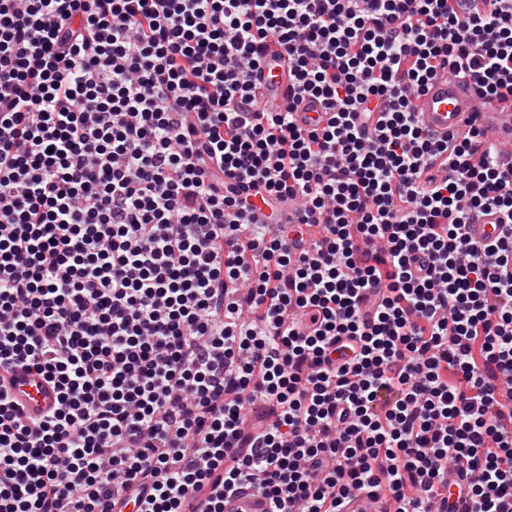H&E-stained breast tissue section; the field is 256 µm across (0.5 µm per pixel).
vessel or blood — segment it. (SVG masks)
<instances>
[{"label": "vessel or blood", "mask_w": 512, "mask_h": 512, "mask_svg": "<svg viewBox=\"0 0 512 512\" xmlns=\"http://www.w3.org/2000/svg\"><path fill=\"white\" fill-rule=\"evenodd\" d=\"M262 102L267 106H283L288 102V65L277 44H269L264 58ZM475 99L469 89L451 77L434 79L417 102V115L431 131L448 134L455 132L461 119L474 111ZM479 121L497 140L512 142V109L502 112L496 105H488L479 113ZM12 395L27 413L45 411L56 402L54 387L41 377L22 368L12 372ZM267 498L256 490L243 487L224 497V512H271Z\"/></svg>", "instance_id": "obj_1"}]
</instances>
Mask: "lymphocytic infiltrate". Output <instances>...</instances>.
<instances>
[{"label":"lymphocytic infiltrate","instance_id":"obj_1","mask_svg":"<svg viewBox=\"0 0 512 512\" xmlns=\"http://www.w3.org/2000/svg\"><path fill=\"white\" fill-rule=\"evenodd\" d=\"M445 74L512 108V0H0V370L57 390L0 383V512H512V154ZM262 103L267 106L288 104V65L276 43H270L264 58ZM271 74L272 78H268ZM469 89L448 75L434 79L417 101V115L425 127L439 134L455 132L461 118L474 108ZM12 377V396L25 407L27 413L35 415L56 403V390L41 377L23 368H14ZM272 507L252 488H239L224 496V512H271Z\"/></svg>","mask_w":512,"mask_h":512}]
</instances>
